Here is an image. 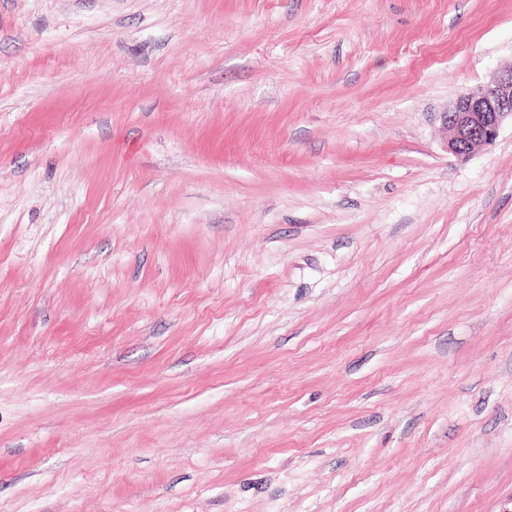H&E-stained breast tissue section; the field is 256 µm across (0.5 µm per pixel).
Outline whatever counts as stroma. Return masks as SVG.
Returning <instances> with one entry per match:
<instances>
[{"mask_svg": "<svg viewBox=\"0 0 512 512\" xmlns=\"http://www.w3.org/2000/svg\"><path fill=\"white\" fill-rule=\"evenodd\" d=\"M512 0H0V512H512ZM512 124V67L494 72L477 90L463 92L443 112L450 132L448 151L468 159L495 142L502 125Z\"/></svg>", "mask_w": 512, "mask_h": 512, "instance_id": "stroma-1", "label": "stroma"}]
</instances>
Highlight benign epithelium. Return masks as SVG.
Returning a JSON list of instances; mask_svg holds the SVG:
<instances>
[{
	"instance_id": "benign-epithelium-1",
	"label": "benign epithelium",
	"mask_w": 512,
	"mask_h": 512,
	"mask_svg": "<svg viewBox=\"0 0 512 512\" xmlns=\"http://www.w3.org/2000/svg\"><path fill=\"white\" fill-rule=\"evenodd\" d=\"M512 121V67L494 72L476 91L463 92L443 113L450 132L448 151L468 159L495 142L502 125Z\"/></svg>"
}]
</instances>
